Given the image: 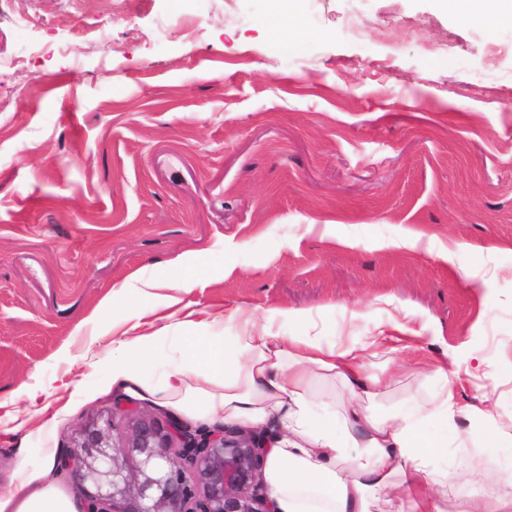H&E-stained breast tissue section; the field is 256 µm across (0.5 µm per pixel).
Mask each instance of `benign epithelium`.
I'll list each match as a JSON object with an SVG mask.
<instances>
[{
	"instance_id": "benign-epithelium-1",
	"label": "benign epithelium",
	"mask_w": 512,
	"mask_h": 512,
	"mask_svg": "<svg viewBox=\"0 0 512 512\" xmlns=\"http://www.w3.org/2000/svg\"><path fill=\"white\" fill-rule=\"evenodd\" d=\"M121 443L109 414L82 425L56 470L81 485L84 512H277L262 480L271 436L193 430L132 413Z\"/></svg>"
}]
</instances>
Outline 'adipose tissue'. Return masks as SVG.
Instances as JSON below:
<instances>
[{
  "instance_id": "obj_1",
  "label": "adipose tissue",
  "mask_w": 512,
  "mask_h": 512,
  "mask_svg": "<svg viewBox=\"0 0 512 512\" xmlns=\"http://www.w3.org/2000/svg\"><path fill=\"white\" fill-rule=\"evenodd\" d=\"M451 15L474 22L512 23V0H439ZM271 38L281 44H301L304 34L290 0H270L267 24ZM234 336L215 335L216 319L182 322L185 333L180 365L169 370L153 392L162 406L204 424L262 429L277 424L281 436L268 455L267 480L279 512H370L386 497L395 512H504L500 499H448L449 482H467L472 473L456 463L436 464L448 451L447 439H432L426 422L441 430L457 418L478 417L493 422L486 440L494 448H511L512 431L496 426L499 396L484 393L481 406L460 403L455 385L476 376L473 368L449 369L423 358L419 378L439 380L440 387L424 402L389 415L365 408L386 383L367 370V357L398 349L421 351L422 331L392 320L390 330L378 331L359 345L339 346L303 331L282 336L271 323H257L252 312L236 310ZM168 326L136 336L121 333L103 352L86 348L92 363L107 364L112 384L132 392L145 388V366L165 340ZM339 382L344 392L340 416H320L317 398L309 390L312 376ZM42 383L20 387L14 398L0 400V419L20 416L54 421ZM27 403L16 409L17 400ZM55 451L46 449L41 472H32L25 459L14 465L16 483L0 495V512H80L81 505L63 495L52 474Z\"/></svg>"
}]
</instances>
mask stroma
Segmentation results:
<instances>
[{"label":"stroma","instance_id":"35a3bbf8","mask_svg":"<svg viewBox=\"0 0 512 512\" xmlns=\"http://www.w3.org/2000/svg\"><path fill=\"white\" fill-rule=\"evenodd\" d=\"M304 41L266 34L269 0H7L0 52L36 87L0 76V400L24 383L76 381L56 422L0 424V494L13 463L40 469L82 424L110 410L117 438L154 399L113 390L81 358L105 326L172 340L151 384L180 360L189 313L235 308L275 331L356 343L410 310L426 355L485 363L457 388L496 385L512 422V24L442 12L436 0H297ZM358 15V39L343 31ZM34 17L35 25L22 21ZM68 46V54L57 46ZM417 238L412 247L395 240ZM456 250L454 262L442 258ZM199 269L177 289L180 266ZM164 279L151 306L116 301L133 278ZM480 287H472V280ZM460 419L447 462L468 463L452 497L512 499L492 475L512 450Z\"/></svg>","mask_w":512,"mask_h":512}]
</instances>
